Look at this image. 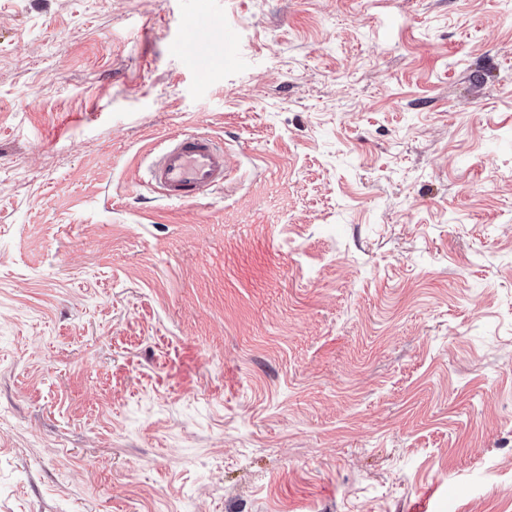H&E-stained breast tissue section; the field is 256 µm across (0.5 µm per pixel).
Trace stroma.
I'll use <instances>...</instances> for the list:
<instances>
[{
	"mask_svg": "<svg viewBox=\"0 0 512 512\" xmlns=\"http://www.w3.org/2000/svg\"><path fill=\"white\" fill-rule=\"evenodd\" d=\"M1 409L0 512H512L505 0H0ZM230 172L226 147L197 133L179 134L160 144L148 184L169 202L186 204L223 188Z\"/></svg>",
	"mask_w": 512,
	"mask_h": 512,
	"instance_id": "stroma-1",
	"label": "stroma"
}]
</instances>
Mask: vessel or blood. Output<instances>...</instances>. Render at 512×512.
Listing matches in <instances>:
<instances>
[{"instance_id":"vessel-or-blood-1","label":"vessel or blood","mask_w":512,"mask_h":512,"mask_svg":"<svg viewBox=\"0 0 512 512\" xmlns=\"http://www.w3.org/2000/svg\"><path fill=\"white\" fill-rule=\"evenodd\" d=\"M231 172L226 149L197 133L167 137L149 169L150 186L169 202L186 204L223 188Z\"/></svg>"}]
</instances>
